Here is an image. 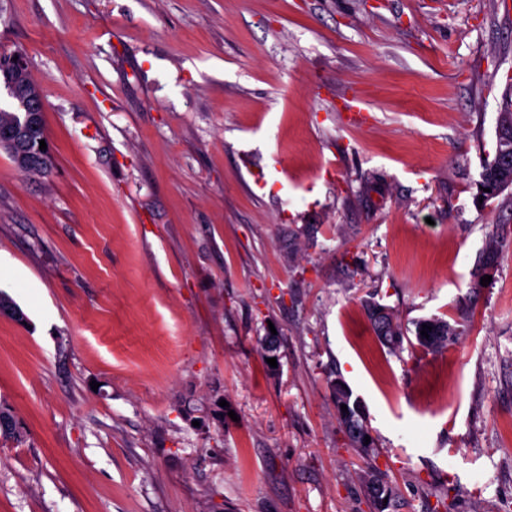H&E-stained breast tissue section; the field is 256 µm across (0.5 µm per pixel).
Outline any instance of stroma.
<instances>
[{
  "mask_svg": "<svg viewBox=\"0 0 512 512\" xmlns=\"http://www.w3.org/2000/svg\"><path fill=\"white\" fill-rule=\"evenodd\" d=\"M1 48L53 169L0 149V512H376L371 462L388 512H512V0H0ZM512 84L510 91L502 98L500 110L495 126V151L493 158L487 161L480 173L478 181V195L483 201L497 198L504 191H499L502 182L508 181L512 176ZM483 188H490V192H483ZM39 140H46V132L43 120H41L40 125L32 130L30 136L26 140V144L28 145V150H23L24 152H32L34 154H38L42 158V162L33 161V167L28 165L24 160H20L17 155H9L12 159L13 163L16 167L24 172L40 174V175H48L53 167L52 157L49 154L48 150L40 151L37 150V146L39 144ZM38 168H36V166ZM499 251V243L497 239L492 236L489 238L488 242L486 243L483 260L476 266L472 273V283L470 288H481V277L484 276V273L486 269L493 266L494 262L496 261V258L498 256ZM367 317L380 342L389 349L399 348L405 334L393 310L376 301H366ZM423 324L432 327V330L426 328L429 339L420 334ZM413 325L417 344L423 349L432 352H440L447 349L448 345L455 340V336L458 334L457 329L448 321L438 317L419 319L414 321ZM330 390L339 423L351 445L354 448H359L365 455H369L372 448L376 447V439L372 435L361 400L358 397H353L352 390L339 378L330 381ZM341 405H347L348 413L342 412ZM365 436L370 437L368 444H364ZM364 482L378 512L388 509L393 497V488L384 480L383 473L377 467L369 466L364 472ZM385 498H388L387 504H384Z\"/></svg>",
  "mask_w": 512,
  "mask_h": 512,
  "instance_id": "stroma-1",
  "label": "stroma"
}]
</instances>
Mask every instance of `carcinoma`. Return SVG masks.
<instances>
[{
  "label": "carcinoma",
  "instance_id": "cac0c4a2",
  "mask_svg": "<svg viewBox=\"0 0 512 512\" xmlns=\"http://www.w3.org/2000/svg\"><path fill=\"white\" fill-rule=\"evenodd\" d=\"M25 113L0 112V131L6 132L23 124ZM46 139L44 125H39L32 130L26 140L28 151L39 155L42 161L34 162L30 166L25 161L13 155L11 159L16 167L24 172L47 175L53 167L52 157L48 151L37 149L39 141ZM512 177V90L505 93L502 98L500 110L496 118L495 126V151L493 158L486 162L480 173L478 181V195L483 200L489 201L501 195L499 186L502 182ZM499 243L495 237H490L486 243L483 260L476 266L472 273L471 287H481V277L486 269L493 266L498 256ZM367 317L380 342L390 349H396L403 344L405 334L400 321L393 310L376 301L366 302ZM432 327L428 331V337L420 334L422 325ZM414 332L417 344L425 350L440 352L448 348L455 340L457 329L448 321L438 317L423 318L414 321ZM330 390L340 425L343 427L351 445L360 449L364 454H369L376 447V439L372 436L371 427L361 400L353 396L352 390L340 378L330 382ZM347 406L348 412H343L341 406ZM370 437V442H365V437ZM0 437L18 440L21 438L19 426L14 417L5 409L0 408ZM364 482L369 496L372 498L378 512H384L388 505L384 499L393 497V488L383 478V473L375 466H371L364 472Z\"/></svg>",
  "mask_w": 512,
  "mask_h": 512
}]
</instances>
